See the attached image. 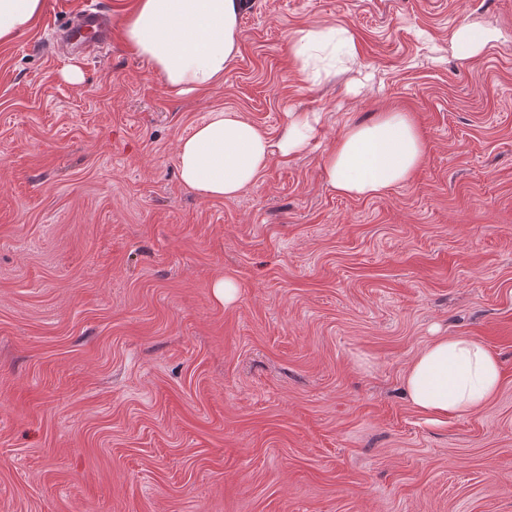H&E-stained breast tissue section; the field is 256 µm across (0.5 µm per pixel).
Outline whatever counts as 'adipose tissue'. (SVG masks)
<instances>
[{
	"instance_id": "obj_1",
	"label": "adipose tissue",
	"mask_w": 512,
	"mask_h": 512,
	"mask_svg": "<svg viewBox=\"0 0 512 512\" xmlns=\"http://www.w3.org/2000/svg\"><path fill=\"white\" fill-rule=\"evenodd\" d=\"M245 0H137L121 22L126 43L180 95L220 85L239 51ZM44 0H0V42L14 40L41 14ZM293 61L305 73L318 53L356 57L348 30L327 27L292 32ZM316 114H291L280 138L270 139L233 112H212L177 149L181 181L205 198L232 199L254 183L272 155L302 152ZM425 144L404 112H382L347 125L322 156L328 188L351 197H374L405 184L423 163ZM501 365L469 336H441L418 352L404 376V393L421 414L436 420L483 407L498 392Z\"/></svg>"
}]
</instances>
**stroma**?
<instances>
[{"label":"stroma","mask_w":512,"mask_h":512,"mask_svg":"<svg viewBox=\"0 0 512 512\" xmlns=\"http://www.w3.org/2000/svg\"><path fill=\"white\" fill-rule=\"evenodd\" d=\"M84 2L0 43V512H512V0H246L223 83L181 96L124 41L136 0H95L111 43L61 57ZM464 24L495 33L467 63ZM314 25L357 60L297 74L289 35ZM221 111L274 141L323 119L209 199L176 153ZM390 111L422 166L332 193L321 153ZM456 335L502 384L432 421L403 377Z\"/></svg>","instance_id":"obj_1"}]
</instances>
